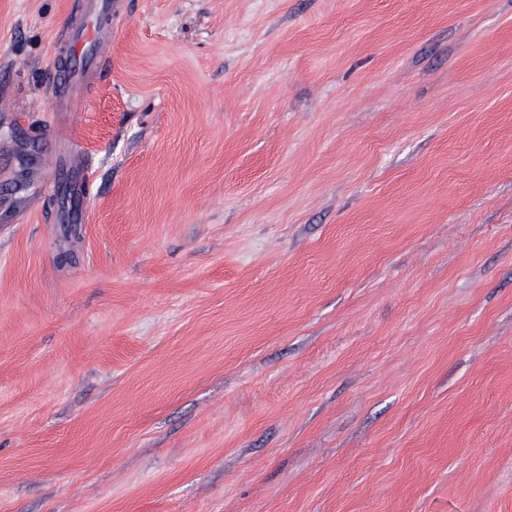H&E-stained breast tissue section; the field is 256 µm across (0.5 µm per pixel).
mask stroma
Masks as SVG:
<instances>
[{
    "label": "stroma",
    "mask_w": 512,
    "mask_h": 512,
    "mask_svg": "<svg viewBox=\"0 0 512 512\" xmlns=\"http://www.w3.org/2000/svg\"><path fill=\"white\" fill-rule=\"evenodd\" d=\"M0 0V512H512V0ZM83 18L79 26L69 25L60 34L55 45V65L48 81L55 92V112L70 116L79 97L77 91L94 77L102 76L106 53L112 33L102 21L115 12L112 0H80Z\"/></svg>",
    "instance_id": "stroma-1"
}]
</instances>
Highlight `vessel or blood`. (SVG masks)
Wrapping results in <instances>:
<instances>
[{
	"label": "vessel or blood",
	"mask_w": 512,
	"mask_h": 512,
	"mask_svg": "<svg viewBox=\"0 0 512 512\" xmlns=\"http://www.w3.org/2000/svg\"><path fill=\"white\" fill-rule=\"evenodd\" d=\"M115 8V0H80L81 23L66 27L58 37L55 65L48 81L60 115H71L79 100L78 90L102 74L112 41V34L104 29L102 21Z\"/></svg>",
	"instance_id": "1"
}]
</instances>
